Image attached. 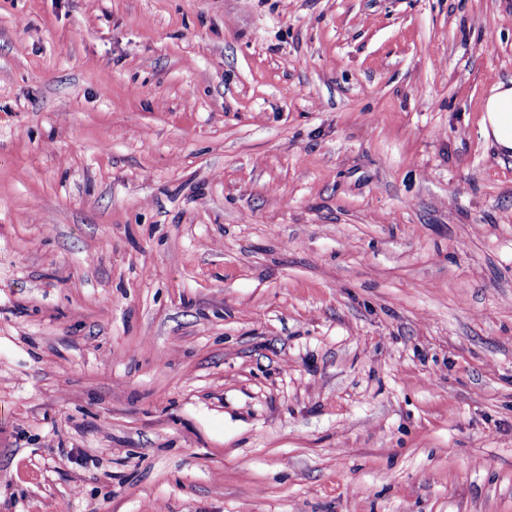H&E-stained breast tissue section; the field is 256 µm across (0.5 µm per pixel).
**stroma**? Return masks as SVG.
<instances>
[{
  "mask_svg": "<svg viewBox=\"0 0 512 512\" xmlns=\"http://www.w3.org/2000/svg\"><path fill=\"white\" fill-rule=\"evenodd\" d=\"M512 0H0V512H512ZM480 132L505 157L512 156V81L499 82L484 103Z\"/></svg>",
  "mask_w": 512,
  "mask_h": 512,
  "instance_id": "1",
  "label": "stroma"
}]
</instances>
